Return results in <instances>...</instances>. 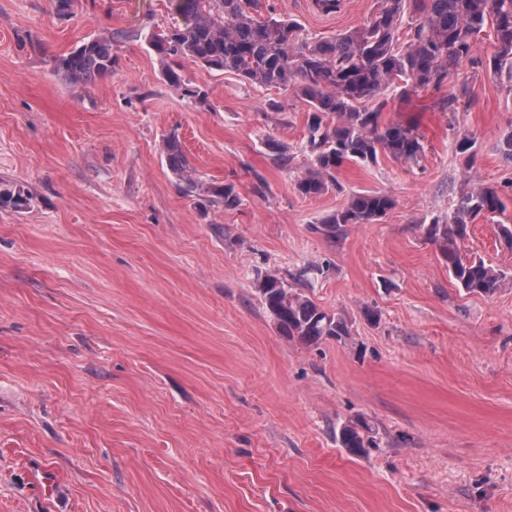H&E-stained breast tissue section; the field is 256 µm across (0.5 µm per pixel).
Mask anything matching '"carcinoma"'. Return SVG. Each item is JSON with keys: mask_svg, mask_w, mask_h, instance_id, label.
I'll return each mask as SVG.
<instances>
[{"mask_svg": "<svg viewBox=\"0 0 512 512\" xmlns=\"http://www.w3.org/2000/svg\"><path fill=\"white\" fill-rule=\"evenodd\" d=\"M419 13L407 42L397 32L407 0H380L367 23L332 39L311 41L290 19H265L259 0H167L172 27L148 34V42L163 59L190 58L204 67L224 70L259 87L296 90L310 106L306 150L309 167L297 189L317 196L338 187L336 173L346 161L374 163L378 152L401 163H415L424 152L419 134L410 126L387 123L386 103L367 102L393 87L403 91L439 86L462 60L475 51V38L486 26L494 32L496 51L488 67L512 92V0H413ZM115 39L93 38L62 56L58 70L75 87H86L112 74ZM167 167L188 196L207 189L208 196L227 207L238 203L231 186H203L183 152L180 141H165ZM507 186H479L463 194L451 215L422 225L425 237L440 248L448 273L468 294L494 295L507 273L483 260L461 256L468 226L481 215L506 210ZM395 205L386 193L352 195L348 205L326 216L319 230L341 239L349 224H370ZM306 267L291 287L276 273L258 279L260 301L282 335L305 344L340 341L350 335L347 319L318 305L304 293L311 275ZM336 443L354 455L373 446L362 420L336 424Z\"/></svg>", "mask_w": 512, "mask_h": 512, "instance_id": "carcinoma-1", "label": "carcinoma"}]
</instances>
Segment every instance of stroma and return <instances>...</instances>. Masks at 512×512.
I'll use <instances>...</instances> for the list:
<instances>
[{
	"label": "stroma",
	"mask_w": 512,
	"mask_h": 512,
	"mask_svg": "<svg viewBox=\"0 0 512 512\" xmlns=\"http://www.w3.org/2000/svg\"><path fill=\"white\" fill-rule=\"evenodd\" d=\"M378 2L260 13L325 40ZM171 23L165 0H71L64 16L0 0V192L23 197L0 202V512H512V205L464 242L508 274L490 297L459 291L422 230L470 185L512 181V93L467 61L441 86L385 91L420 162L347 163L306 197L308 104L189 59V91L171 88L147 40ZM104 33L111 76L74 90L57 59ZM173 135L237 206L180 191ZM366 191L395 207L336 242L317 231ZM307 266L348 338L305 345L265 313L258 275ZM356 417L375 441L360 457L333 435Z\"/></svg>",
	"instance_id": "obj_1"
}]
</instances>
